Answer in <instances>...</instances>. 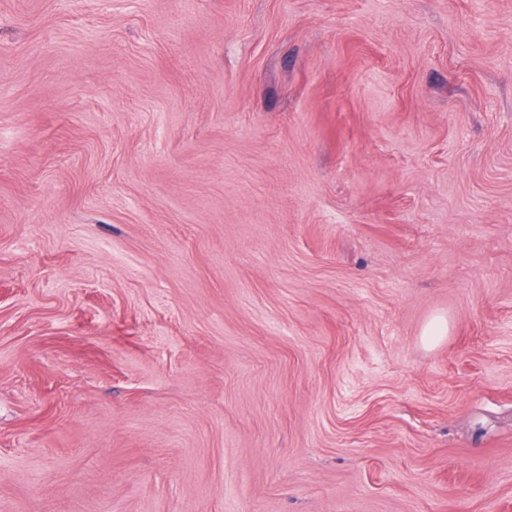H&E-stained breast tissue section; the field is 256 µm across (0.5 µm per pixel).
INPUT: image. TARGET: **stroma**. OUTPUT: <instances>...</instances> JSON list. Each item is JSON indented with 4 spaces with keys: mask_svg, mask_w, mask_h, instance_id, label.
<instances>
[{
    "mask_svg": "<svg viewBox=\"0 0 512 512\" xmlns=\"http://www.w3.org/2000/svg\"><path fill=\"white\" fill-rule=\"evenodd\" d=\"M0 512H512V0H0Z\"/></svg>",
    "mask_w": 512,
    "mask_h": 512,
    "instance_id": "35a3bbf8",
    "label": "stroma"
}]
</instances>
